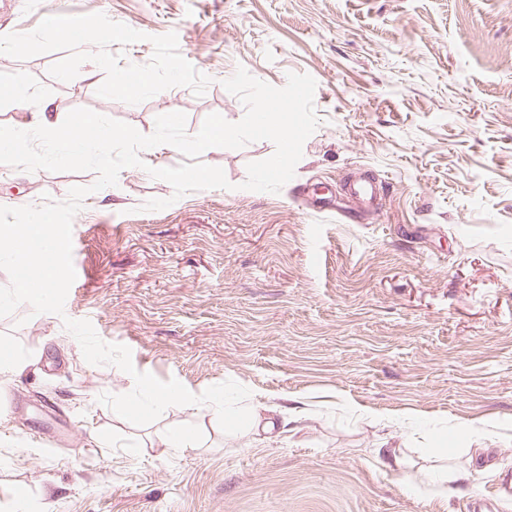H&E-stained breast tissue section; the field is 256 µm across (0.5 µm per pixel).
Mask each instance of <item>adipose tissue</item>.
Wrapping results in <instances>:
<instances>
[{
    "instance_id": "1",
    "label": "adipose tissue",
    "mask_w": 512,
    "mask_h": 512,
    "mask_svg": "<svg viewBox=\"0 0 512 512\" xmlns=\"http://www.w3.org/2000/svg\"><path fill=\"white\" fill-rule=\"evenodd\" d=\"M0 100L17 102L23 112L12 127L0 130V143L15 151L21 164L33 166L35 157L29 156L27 149L19 143L16 131L28 128L37 131L42 137L53 142L66 144L71 161H79L86 145L92 144V132L97 129L96 117L84 116L74 122H61L52 110V103L33 96L28 87L20 82L8 86L6 93L0 94ZM224 404V432L230 436L248 437L259 440L260 436L272 433L276 423L268 416V408L259 403L240 405L227 398Z\"/></svg>"
}]
</instances>
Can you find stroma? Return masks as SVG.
<instances>
[{
    "label": "stroma",
    "instance_id": "1",
    "mask_svg": "<svg viewBox=\"0 0 512 512\" xmlns=\"http://www.w3.org/2000/svg\"><path fill=\"white\" fill-rule=\"evenodd\" d=\"M49 15L91 39H43ZM131 65L155 91L113 83ZM240 66L317 82L293 179L243 189L271 141L210 148L230 189L177 199L146 172L183 162L163 144L85 198L63 315L0 317V347L30 362L0 377V512H465L512 472V0H0V83L62 118L88 108L148 135L181 111L193 135L209 114L243 118L222 85ZM359 175L385 184L373 210L343 194ZM95 179L0 164V205ZM153 198L170 205L143 210ZM321 198L333 212L312 211ZM68 318L194 394L238 382L284 432L228 438L204 406L129 423L98 397L133 378L87 363ZM401 415L447 434V496L408 489L433 461L417 437L400 469L381 448ZM174 427L207 447H165Z\"/></svg>",
    "mask_w": 512,
    "mask_h": 512
}]
</instances>
